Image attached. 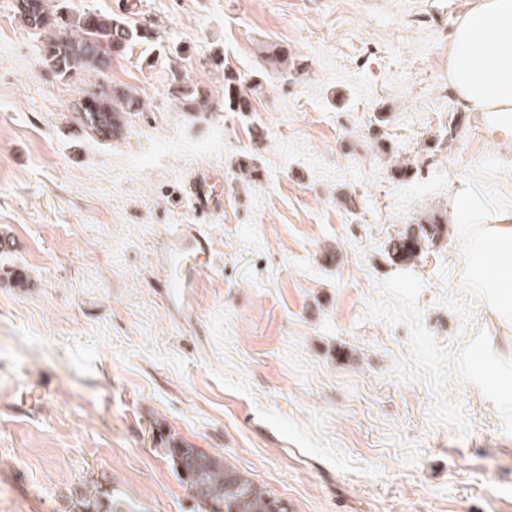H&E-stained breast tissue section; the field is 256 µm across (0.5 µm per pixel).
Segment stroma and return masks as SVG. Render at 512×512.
I'll return each mask as SVG.
<instances>
[{
	"label": "stroma",
	"mask_w": 512,
	"mask_h": 512,
	"mask_svg": "<svg viewBox=\"0 0 512 512\" xmlns=\"http://www.w3.org/2000/svg\"><path fill=\"white\" fill-rule=\"evenodd\" d=\"M60 2L158 39L113 62L146 107L102 141L73 119L98 72L54 75L0 0V512H66L102 477L143 512H194L163 433L250 471L288 512H512V403L489 388L512 334L468 285L458 226L390 259L461 184L512 201V139L448 80L473 0ZM272 41L299 72L263 70ZM215 56L259 84L253 112L220 107ZM175 69L217 100L205 119L180 112ZM200 170L221 175L223 209L204 224L219 261L196 334L169 319L153 254L196 223ZM447 216L429 215L417 227L396 235V240L390 243L391 259L399 263H409L419 258V255L434 244L437 239L448 237Z\"/></svg>",
	"instance_id": "1"
}]
</instances>
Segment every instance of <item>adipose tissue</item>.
Segmentation results:
<instances>
[{
  "label": "adipose tissue",
  "mask_w": 512,
  "mask_h": 512,
  "mask_svg": "<svg viewBox=\"0 0 512 512\" xmlns=\"http://www.w3.org/2000/svg\"><path fill=\"white\" fill-rule=\"evenodd\" d=\"M448 79L465 111L512 125V0H475L454 30ZM448 218L465 243L469 286L511 326L512 203L467 186L453 194Z\"/></svg>",
  "instance_id": "obj_1"
}]
</instances>
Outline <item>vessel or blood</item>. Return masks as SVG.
<instances>
[{
	"label": "vessel or blood",
	"instance_id": "obj_1",
	"mask_svg": "<svg viewBox=\"0 0 512 512\" xmlns=\"http://www.w3.org/2000/svg\"><path fill=\"white\" fill-rule=\"evenodd\" d=\"M213 173L196 172L187 185L194 210L202 216L212 214L218 199ZM214 260L209 238L198 225L182 224L165 236L155 251L154 265L169 317L177 324L197 327L196 290L201 270Z\"/></svg>",
	"mask_w": 512,
	"mask_h": 512
}]
</instances>
